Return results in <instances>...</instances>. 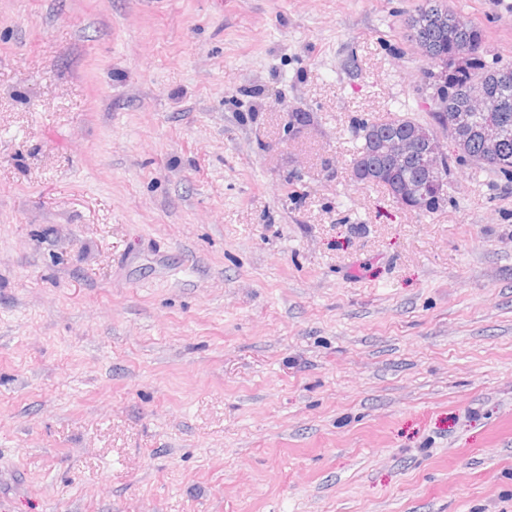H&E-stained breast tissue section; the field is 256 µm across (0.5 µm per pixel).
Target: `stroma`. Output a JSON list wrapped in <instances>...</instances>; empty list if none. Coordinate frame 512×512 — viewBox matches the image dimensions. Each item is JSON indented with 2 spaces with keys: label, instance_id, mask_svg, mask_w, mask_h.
<instances>
[{
  "label": "stroma",
  "instance_id": "stroma-1",
  "mask_svg": "<svg viewBox=\"0 0 512 512\" xmlns=\"http://www.w3.org/2000/svg\"><path fill=\"white\" fill-rule=\"evenodd\" d=\"M414 3L0 0V512H512V179L348 173Z\"/></svg>",
  "mask_w": 512,
  "mask_h": 512
}]
</instances>
